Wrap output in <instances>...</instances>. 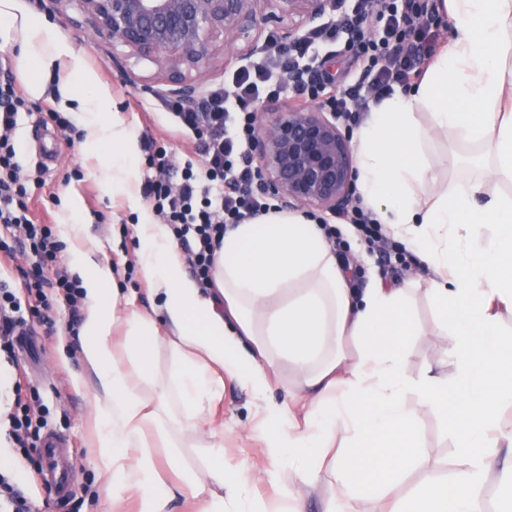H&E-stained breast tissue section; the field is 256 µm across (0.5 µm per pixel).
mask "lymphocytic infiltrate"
Segmentation results:
<instances>
[{
    "label": "lymphocytic infiltrate",
    "instance_id": "1",
    "mask_svg": "<svg viewBox=\"0 0 512 512\" xmlns=\"http://www.w3.org/2000/svg\"><path fill=\"white\" fill-rule=\"evenodd\" d=\"M419 0H351L336 23L304 37L291 48L271 45L267 57L243 68L231 88H213L198 107L178 101L164 107L175 125L199 144L198 164L186 165L178 187L166 177L167 149L149 154L143 192L152 210L169 224L183 246L200 288H214L215 255L227 229L269 212L271 205L252 190L258 168L252 158L256 111L260 104L283 96L326 97L337 118L357 122L370 102L391 95L395 88L420 78L432 55L422 22ZM336 47L361 59L358 76L340 94L326 96L308 58L316 47ZM297 71L302 79L285 82L283 73ZM25 99L13 84L0 83V260L27 254L25 297H18L9 282L0 280V354L16 359V350L31 318L50 323L53 303L64 300L70 313L82 306L84 293L78 279L62 267L63 244L51 225L29 216L31 186L21 176L16 159L14 130ZM30 395L15 393L5 422L22 456H29L48 424L46 415H34Z\"/></svg>",
    "mask_w": 512,
    "mask_h": 512
}]
</instances>
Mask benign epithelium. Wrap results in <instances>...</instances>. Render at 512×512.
Instances as JSON below:
<instances>
[{"mask_svg":"<svg viewBox=\"0 0 512 512\" xmlns=\"http://www.w3.org/2000/svg\"><path fill=\"white\" fill-rule=\"evenodd\" d=\"M76 5L92 30L123 48L112 55L122 71L130 59L147 61L164 80L165 95L202 103L195 76L236 41L244 60L266 52L262 31L274 27L291 45L334 21L337 0H47ZM259 192L283 209L314 206L333 213L350 203L354 172L351 140L335 113L315 103L291 105L257 129Z\"/></svg>","mask_w":512,"mask_h":512,"instance_id":"benign-epithelium-1","label":"benign epithelium"}]
</instances>
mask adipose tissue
<instances>
[{
	"label": "adipose tissue",
	"mask_w": 512,
	"mask_h": 512,
	"mask_svg": "<svg viewBox=\"0 0 512 512\" xmlns=\"http://www.w3.org/2000/svg\"><path fill=\"white\" fill-rule=\"evenodd\" d=\"M442 2L455 19L450 49L419 84L374 103L352 140L364 207L433 269L430 279L350 288L320 224L276 210L225 233L215 286L205 292L186 274L168 225L143 218L134 226L138 263L159 300L160 328L144 311L118 317L113 270L71 209L68 256L85 291L81 359L96 385V469L113 512L131 493L139 512H172L181 497L194 512H305L291 491L270 504L253 495L248 471L225 470L216 428L206 473L179 467L170 478L158 469L156 445L172 448L176 433H195L228 377L251 392L261 416L265 482L280 485L287 473L312 486L328 473L336 494L324 512H375L418 456V411L440 410L462 464L447 480L424 476L389 512H488V476L500 459L512 460V425L498 417L512 406V340L499 327L500 309L512 310V197L488 190L512 181V0ZM16 29L23 62L66 58L83 74L55 29L0 0V30ZM90 105L79 102L87 145L112 148L99 176L126 188L137 140ZM435 134L487 149L482 175L444 183L426 158ZM419 293L434 302L431 331L445 345L412 378L410 340L424 330L408 304ZM120 320L126 336L116 348ZM162 344L174 361L167 376L153 365ZM447 363L453 374L443 372ZM276 381L289 395H307L300 412L269 398Z\"/></svg>",
	"instance_id": "1"
}]
</instances>
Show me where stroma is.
<instances>
[{
  "mask_svg": "<svg viewBox=\"0 0 512 512\" xmlns=\"http://www.w3.org/2000/svg\"><path fill=\"white\" fill-rule=\"evenodd\" d=\"M49 22L80 56L95 85L90 88L72 81L58 61L39 71L26 67L19 57L18 36L0 34V59L6 60L18 92L33 106L32 111L19 114L14 138L24 172L42 174V187L33 191L34 216L39 222L60 225L66 221L68 206L77 204L87 218L84 236L101 245L99 258L113 270L119 301L128 300L135 309L150 310L154 298L137 264L133 231L136 216L130 206L131 198L143 195L144 161H137L128 191L105 185L98 176L100 155L90 151L84 141L71 140L69 132L43 122L40 111L53 107L75 112L76 96L90 98L95 89H103L105 97L99 102V111L118 113L136 135L140 147H147L152 141L166 145L171 176L175 179L187 162L197 160L198 145L194 139L177 135L169 115L159 110L158 105L165 98L162 85H155L150 92L143 91L144 79L154 74L150 63L132 61L126 74L117 73L112 67L111 43L95 36L75 7L62 8ZM35 76L40 77L43 85L38 95L31 91V79ZM346 255L352 266V284L357 288L367 287L377 278L399 284L423 271L411 251H404L402 259L387 261L377 248L366 247L356 239L351 240ZM54 316L51 326L35 319L30 321L29 350L23 353L19 367L10 369L9 376L20 379L24 389L38 390L41 403L49 408V428L65 439L68 460L74 465L70 493L57 494L45 481L41 459L28 462L16 458L8 436H0V454L11 459L15 485L34 501L39 512H108L110 492L94 466V380L79 357L80 336L70 333L67 327L68 309L56 305ZM213 419L224 427L225 465L246 467L257 478L256 494L274 500L276 489L259 478L266 460L254 430L251 394L233 383H225L224 396L213 411ZM441 420L440 411L419 412V462L390 489V497L411 495L423 472H433L442 479L452 476L458 464L457 450Z\"/></svg>",
  "mask_w": 512,
  "mask_h": 512,
  "instance_id": "stroma-1",
  "label": "stroma"
}]
</instances>
